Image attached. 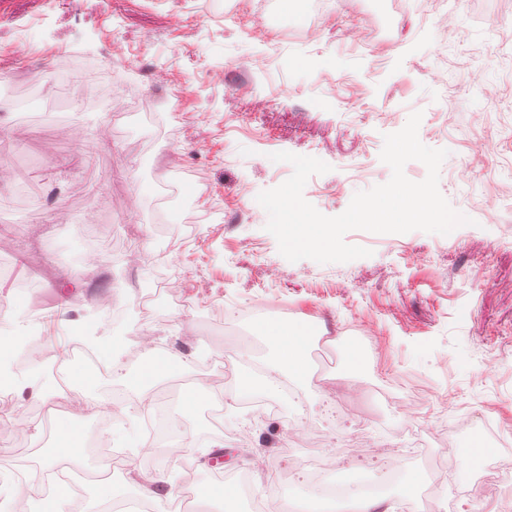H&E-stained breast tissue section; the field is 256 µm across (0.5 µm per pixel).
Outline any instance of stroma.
Returning a JSON list of instances; mask_svg holds the SVG:
<instances>
[{
	"mask_svg": "<svg viewBox=\"0 0 512 512\" xmlns=\"http://www.w3.org/2000/svg\"><path fill=\"white\" fill-rule=\"evenodd\" d=\"M213 2L0 0V330L25 348L51 315L64 328L60 354L119 336L132 355L126 370L171 357L202 384L192 409L172 408L194 434L189 451L133 456L84 495L82 512H103L112 483L168 510L185 491L240 476L249 492L232 512L301 508L300 471L318 450L339 485L362 472L384 483L377 512H424L427 496L434 512H484L464 493L512 447L474 430L445 448L433 433L474 407L512 421V0H309L311 12L288 14L285 36L260 25L261 0H234L230 15ZM366 27L389 35L353 42ZM69 55L110 91L68 97L58 64ZM31 86L39 98L19 108ZM150 102L161 124L146 119ZM416 111L421 143L448 152L439 190L470 224L447 235L353 230L346 242L372 254L346 263L284 258L257 196L293 168L271 154L329 164L303 195L336 216L390 179L383 137ZM357 112L367 115L358 128ZM165 223L179 239L170 249L157 233ZM160 273L174 287L147 300ZM260 297L269 321L306 326L337 360L308 365L295 384L302 407L251 391L255 419L247 407L222 409V394L243 393L240 378L215 381L211 362L271 364L256 324L230 314ZM353 337L365 352L355 364L343 354ZM23 375L33 386L9 390L0 422V476L15 512L46 498L48 410L105 436L113 452L142 432L141 414L122 411L101 427L92 403L110 394L95 379L66 395L36 363ZM399 376L430 390L411 420L382 394ZM295 415L310 423L296 440ZM408 420L418 440L404 434ZM472 442L484 454L462 455ZM389 448L424 475L416 499L385 484ZM452 449L457 467L439 469Z\"/></svg>",
	"mask_w": 512,
	"mask_h": 512,
	"instance_id": "stroma-1",
	"label": "stroma"
}]
</instances>
